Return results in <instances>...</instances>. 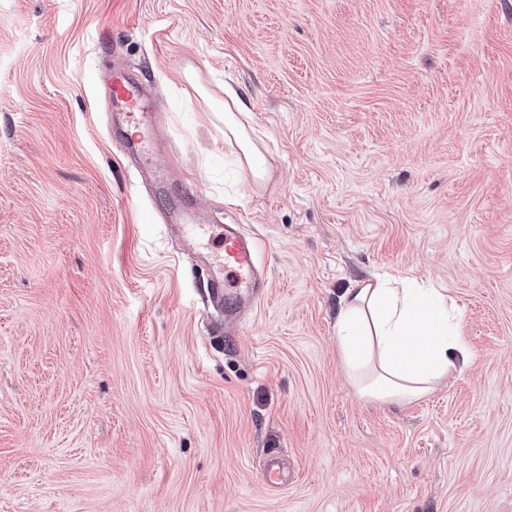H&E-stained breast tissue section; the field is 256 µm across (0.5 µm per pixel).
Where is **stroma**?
Segmentation results:
<instances>
[{
	"instance_id": "1",
	"label": "stroma",
	"mask_w": 512,
	"mask_h": 512,
	"mask_svg": "<svg viewBox=\"0 0 512 512\" xmlns=\"http://www.w3.org/2000/svg\"><path fill=\"white\" fill-rule=\"evenodd\" d=\"M116 57L209 236L260 241L223 332L107 133ZM382 274L447 293L471 354L408 405L336 349ZM0 512H512V0H0ZM248 118L237 94L224 88V138L232 137L235 140L242 154V163L253 181H264L269 173L268 164L248 132Z\"/></svg>"
}]
</instances>
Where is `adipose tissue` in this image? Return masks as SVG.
I'll return each instance as SVG.
<instances>
[{
    "mask_svg": "<svg viewBox=\"0 0 512 512\" xmlns=\"http://www.w3.org/2000/svg\"><path fill=\"white\" fill-rule=\"evenodd\" d=\"M247 123L240 98L225 90L224 135L237 143L253 181H262L268 164ZM336 346L361 398L400 405L431 393L470 357L447 295L392 277L346 290L336 317Z\"/></svg>",
    "mask_w": 512,
    "mask_h": 512,
    "instance_id": "1",
    "label": "adipose tissue"
}]
</instances>
